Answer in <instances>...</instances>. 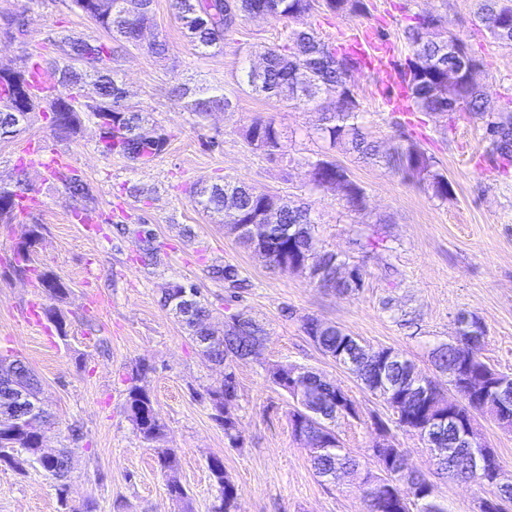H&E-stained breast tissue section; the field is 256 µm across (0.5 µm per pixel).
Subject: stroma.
<instances>
[{"label": "stroma", "instance_id": "35a3bbf8", "mask_svg": "<svg viewBox=\"0 0 512 512\" xmlns=\"http://www.w3.org/2000/svg\"><path fill=\"white\" fill-rule=\"evenodd\" d=\"M364 2L362 14L337 15L317 5L288 25L314 30L333 49L363 26L394 43L387 70L355 71L349 83L375 140L389 149L399 131H406L446 172L454 188L448 201L343 147L333 158L363 187L362 207H350L342 191L316 190L305 160L324 147L315 134L319 111L294 109L238 84L241 69L260 66L267 48L279 43L283 25L265 17L246 19L228 33L223 51L201 55L184 36L171 0H154L153 23L141 45L118 48L111 61L129 104L170 133L160 156L135 166L120 155H102L91 120H83L76 135L60 139L41 113L19 137L0 141L1 182L14 177L26 143L44 139L69 155L91 186L90 197L76 201L60 179L33 163L26 169L42 203L34 212L42 226L37 259L66 285L64 300L6 268L4 260L28 224L0 223V354L25 359L40 380L51 414L38 428L45 450L62 447L71 424L82 429L66 484L40 469L0 466V512H64L89 500L97 512H181L167 490L173 477L188 489L193 512H211L218 494L208 469L213 457L223 458L238 488L237 512H363L358 476L327 482L315 474L308 448L293 435L288 415L293 401L268 378L271 365L290 363L343 387L355 399L358 415L337 420L336 434L352 455L367 460L376 437L374 420L387 418V409L355 375L316 348L302 329L306 315L345 328L367 348L402 352L433 372L444 391L448 376L434 372L431 353L452 341L455 317L467 311L487 329L483 359L512 375V171L501 173L488 154L481 121L462 115L449 131L441 116L418 110L396 114L383 104L384 96L399 90L408 55L404 30L415 14L447 18L449 31L480 60L475 80L496 112L512 97V48L492 42L474 16V0ZM24 10L31 18L29 34L17 41L0 35V68L21 65L28 55L59 57V36L67 31L90 40L108 38L93 20L71 10L69 0H0V15ZM156 40L165 42L164 55L148 51ZM180 85L223 87L233 106L195 118L172 94ZM256 118L273 121L289 135V158L269 157L247 144L243 132ZM225 179L310 203L318 246L362 265L363 288L344 296L315 287L306 275L282 274L241 246L221 215L199 211L185 192L198 181ZM131 185L143 189V199L128 194ZM379 218L387 244L364 249ZM144 228L152 230L160 250L159 263L151 266L140 260L137 232ZM225 264L238 267L249 283L239 300L208 274ZM173 281L200 289L211 304L216 332H223L227 313L243 305L267 333L257 355L236 369L239 445L225 438L206 394L222 383L223 368L201 361L195 343L159 303ZM33 303L62 310L66 337L52 324L36 328L25 322ZM134 383L147 388L160 413L165 425L160 446L175 449L176 471L161 466L157 448L142 442L128 416L126 391ZM389 434L405 449L410 466L433 483L448 512H479L489 488L440 475L418 436L394 425Z\"/></svg>", "mask_w": 512, "mask_h": 512}]
</instances>
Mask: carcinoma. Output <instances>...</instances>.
I'll return each mask as SVG.
<instances>
[{
    "label": "carcinoma",
    "mask_w": 512,
    "mask_h": 512,
    "mask_svg": "<svg viewBox=\"0 0 512 512\" xmlns=\"http://www.w3.org/2000/svg\"><path fill=\"white\" fill-rule=\"evenodd\" d=\"M153 0H70V8L94 20L110 34L111 38L129 44L138 43L141 30L153 20ZM323 6L334 14L362 13L364 0H323ZM185 36L191 45L203 54L219 52L224 48L226 34L252 14L275 8L273 19H292L310 11L312 0H173ZM478 10L497 12L512 19V0H479ZM447 24L439 14H416L413 24L404 31L409 55L403 70V86L406 88L408 104L412 109L442 114L448 117V129H453L456 113L453 106L462 103V111L470 117L488 125L489 153L500 162V168L512 165V122L496 119L488 111L484 92L476 84L466 81L465 70L459 69L456 56L448 52V43L465 50L462 42L453 34L439 41H426L422 29L428 21ZM63 58L60 60L27 59L22 66L12 70L0 69V84H4L7 95L0 96V140H11L21 135L32 117L43 110L51 114V126L58 138L69 137L81 125L85 115L98 128L97 149L106 155L117 153L135 163H147L161 155L167 148L170 135L159 126H148L141 112L126 102V91L117 71L106 65L112 60V45L104 41H91L74 34L61 37ZM362 68V59L355 53H336L315 35L312 30L287 27L283 30V43L267 51V61L262 70H242L241 82L252 93L267 97H278L296 108L308 107L322 89L336 94V111L317 127L318 138L333 148L344 145L365 160L381 157L409 181L427 185L432 197L446 201L453 193L448 178L436 168L433 157L414 140L404 134L398 135V144L393 152L383 154L378 142L368 138L364 132V115L360 103L349 85L352 72ZM43 71L52 75L54 90L49 108L33 92V77ZM95 88V98L83 100L81 89L86 81ZM175 97L186 100L185 111L194 117H203L214 108H227L231 101L218 88L200 87L194 91L185 87L173 89ZM246 142L256 150L274 157L288 155V145L283 133L271 121L255 120L245 130ZM315 170L313 184L329 191L342 188L347 203L360 207L364 201V189L354 182L347 170L331 159L328 153H318L307 159ZM67 193L76 200L90 196L89 184L75 170L61 174ZM32 188L26 180V165L19 160L16 177L10 183L0 184V222L10 223L20 216L19 200L30 196ZM186 192L195 207L204 212H222L226 199H231L237 223L247 224L266 214L272 197L257 191L242 181L191 185ZM283 224L293 225L290 237L280 230ZM39 224H32L28 234L14 248L10 266L16 272L33 274L40 287L60 300L66 296L63 283L49 271L36 266V243L40 237ZM143 243L142 259L157 264V247L152 233L138 232ZM265 250L269 262L283 273H295L307 263L322 270V279L316 284L332 288L342 295H352L356 289L342 276L340 268L346 261L338 255L320 251L315 247V225L311 209L285 202L279 206L275 223L266 238ZM212 277L224 281L232 290L242 287L238 269L233 265L214 266ZM199 291L193 284L172 283L162 294L160 304L164 308L173 306L175 298L183 288ZM212 310L204 297H199L195 319L182 324L198 347L201 359L209 364L226 365L228 377L218 387L207 390L214 410V419L224 428V437L229 442L239 440L238 419L229 412L233 396L237 391L236 367L247 361L248 348L252 340L266 335L264 328L245 308L229 315L231 324L224 335L212 339L210 349L201 348L202 327L210 323ZM473 326L465 328V334H456V340L437 346L432 352L436 369L448 373V378L458 373L466 353L469 335L485 338L484 324L474 315H469ZM318 318L307 316L302 327L316 347L334 362H340L352 353L358 338L333 325L315 334L312 326ZM469 373L478 379L491 381V367L475 356ZM363 388L375 393L381 378H386L392 393L383 400L392 421L399 427L422 435L425 418L453 414L464 420L475 414H490L500 420L501 413L496 403L488 404L462 394L458 405L446 404L444 397L432 395L426 399L411 390L408 367L392 364L381 369L380 362L369 359L352 371ZM270 381L285 392L292 386L309 384L316 398L310 409L290 411L293 432L302 428L320 440L321 450L310 455L311 466L321 478H331L342 469L357 470L360 462L346 451L335 432L336 420L358 416L355 400L336 386L316 383L315 372L305 369L295 371L292 364H275L268 370ZM0 376L11 381V386L0 387V463L19 471L27 467H40L55 480L64 482L72 468L73 449L63 447L47 453L38 445L37 425L44 419L29 424H18L16 415L24 408H37L47 413L40 399V381L25 360L17 356L0 354ZM126 410L142 442L151 445L160 440L164 425L147 390L137 384L128 389ZM456 430L446 424L435 431L432 446L444 450L437 458L438 468L455 478L474 482L480 486L489 484L485 474L471 468L468 452L455 447ZM371 462L380 472L375 475L367 471L364 495L365 512H446L434 495L433 485L420 473L408 468L406 452L394 445L386 448H371ZM209 471L218 496L212 504V512H236L238 489L224 472V462L213 457ZM170 496L184 505V512H191L186 489L176 479L167 484Z\"/></svg>",
    "instance_id": "1"
}]
</instances>
